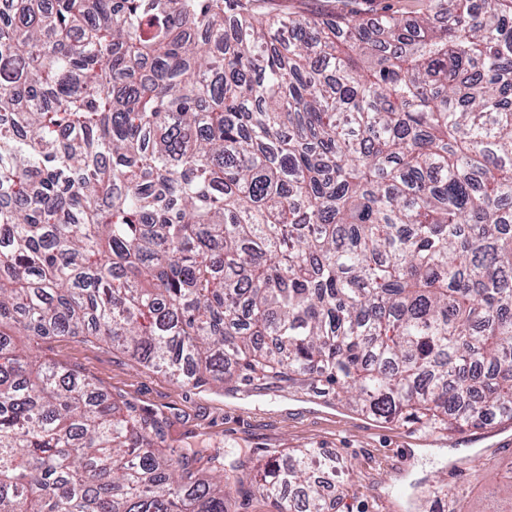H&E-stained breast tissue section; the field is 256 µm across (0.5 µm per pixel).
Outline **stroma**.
<instances>
[{"instance_id":"35a3bbf8","label":"stroma","mask_w":512,"mask_h":512,"mask_svg":"<svg viewBox=\"0 0 512 512\" xmlns=\"http://www.w3.org/2000/svg\"><path fill=\"white\" fill-rule=\"evenodd\" d=\"M255 9L307 15L332 22L344 0H255ZM38 355L95 378L114 399L156 413L177 448L206 453L220 448L226 459L257 458L269 448H326L343 460L354 492L336 512H431V490L451 462L480 457L479 470L450 485L460 512H493L512 471V446L489 447L471 430L434 440L419 425L373 422L339 403L324 386L291 388L243 381L201 388L184 386L168 374L144 367L120 350L70 336L45 340ZM376 430H369V423Z\"/></svg>"}]
</instances>
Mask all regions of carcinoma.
I'll use <instances>...</instances> for the list:
<instances>
[{
  "label": "carcinoma",
  "instance_id": "carcinoma-1",
  "mask_svg": "<svg viewBox=\"0 0 512 512\" xmlns=\"http://www.w3.org/2000/svg\"><path fill=\"white\" fill-rule=\"evenodd\" d=\"M4 2L0 512L349 492L323 448L200 474L157 416L32 359L50 336L180 384L318 382L432 434L512 422V0L409 23Z\"/></svg>",
  "mask_w": 512,
  "mask_h": 512
}]
</instances>
